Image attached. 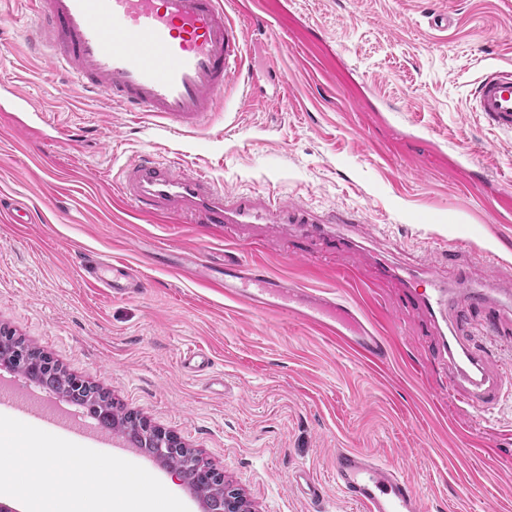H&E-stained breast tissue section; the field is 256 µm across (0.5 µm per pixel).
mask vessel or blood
<instances>
[{"instance_id":"b4317fda","label":"vessel or blood","mask_w":512,"mask_h":512,"mask_svg":"<svg viewBox=\"0 0 512 512\" xmlns=\"http://www.w3.org/2000/svg\"><path fill=\"white\" fill-rule=\"evenodd\" d=\"M28 9L36 20L31 36L35 54L49 58L87 90L147 113L182 134L208 126L227 84L239 83L245 92H254L256 77L245 66L241 23L249 21L258 31L269 26L254 11L253 0H236L231 9L224 0H28ZM0 90L5 93L0 112L10 113L19 128L33 131L38 111L31 100L2 80ZM472 109L496 126L512 129V68L493 67L483 74L472 93ZM119 197L148 216L188 214L195 223L222 224L234 231L265 224L284 235L296 224L312 235L334 234L332 220L302 204L220 190L206 172L186 169L179 158L148 155L125 166ZM82 268L86 282L116 295L143 286L138 271L122 263L88 259ZM401 282L406 299L441 325L451 319L467 322L492 295L490 288L463 282L453 286L432 274L405 276ZM207 283L254 313L315 326L373 366L384 365L391 354L388 337L345 296L306 290L262 263L225 257L220 275ZM442 349L450 368L449 388L462 393L480 413H491L499 403L500 383L487 375L485 357L474 341L451 333L443 336ZM5 406L60 428L70 425L55 409L25 399L17 384L0 392V407ZM332 472L339 489L364 512H424L413 483L372 455L337 449ZM291 484L309 501L322 497L306 469H295Z\"/></svg>"}]
</instances>
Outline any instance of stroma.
Returning <instances> with one entry per match:
<instances>
[{
  "label": "stroma",
  "instance_id": "35a3bbf8",
  "mask_svg": "<svg viewBox=\"0 0 512 512\" xmlns=\"http://www.w3.org/2000/svg\"><path fill=\"white\" fill-rule=\"evenodd\" d=\"M262 11L269 30L249 39L246 58L256 93L226 89L212 124L187 136L31 52L25 0L0 9V79L45 114L34 137L0 117V328L176 435L254 512H314L290 484L299 467L322 487L321 512H362L333 478L340 448L394 465L426 512H512V382L489 424L449 394L431 317L386 276L431 265L452 283L512 288V133L468 104L487 68L512 66V0H262ZM435 14L450 27L435 28ZM149 154L180 155L230 192L341 215L349 249L312 238L296 257L261 225L235 248L376 310L393 340L389 364L371 368L314 329L252 314L186 276L197 263L218 274L226 231L118 202L122 167ZM10 202L26 223H11ZM487 249L498 266L482 261ZM87 255L131 266L143 288L90 286ZM499 316L483 339L493 375L512 364V312ZM190 348L207 371L182 368ZM124 458L203 512L162 462Z\"/></svg>",
  "mask_w": 512,
  "mask_h": 512
}]
</instances>
